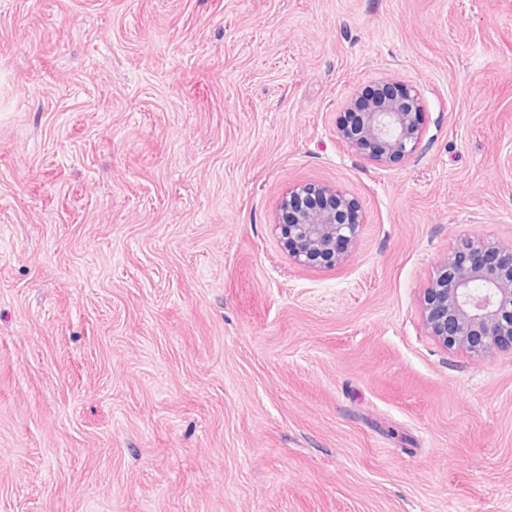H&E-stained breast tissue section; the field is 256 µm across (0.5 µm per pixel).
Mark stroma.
<instances>
[{"mask_svg": "<svg viewBox=\"0 0 512 512\" xmlns=\"http://www.w3.org/2000/svg\"><path fill=\"white\" fill-rule=\"evenodd\" d=\"M424 102L380 165L336 120ZM330 184L334 268L274 228ZM512 246V0H0V512H512V350L421 300ZM351 100L337 126L349 146L380 164L412 158L423 139V106L415 87L382 83ZM356 111V112H352ZM281 243L302 266L335 267L357 243L363 217L353 199L328 186L296 187L280 203Z\"/></svg>", "mask_w": 512, "mask_h": 512, "instance_id": "35a3bbf8", "label": "stroma"}]
</instances>
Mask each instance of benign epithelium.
<instances>
[{
  "label": "benign epithelium",
  "mask_w": 512,
  "mask_h": 512,
  "mask_svg": "<svg viewBox=\"0 0 512 512\" xmlns=\"http://www.w3.org/2000/svg\"><path fill=\"white\" fill-rule=\"evenodd\" d=\"M337 133L380 164L411 158L423 139V106L409 84L382 83L346 107ZM276 228L302 266L334 267L357 243L363 217L353 199L328 186L305 184L283 197ZM424 322L449 349L475 355L512 347V246L466 239L426 289Z\"/></svg>",
  "instance_id": "benign-epithelium-1"
}]
</instances>
